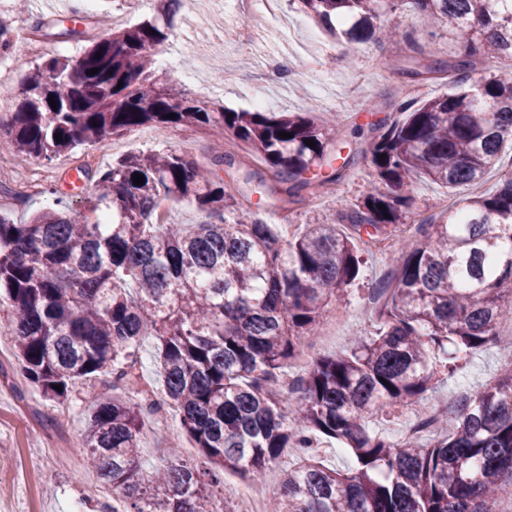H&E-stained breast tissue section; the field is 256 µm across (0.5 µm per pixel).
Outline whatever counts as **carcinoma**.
Wrapping results in <instances>:
<instances>
[{"label":"carcinoma","mask_w":512,"mask_h":512,"mask_svg":"<svg viewBox=\"0 0 512 512\" xmlns=\"http://www.w3.org/2000/svg\"><path fill=\"white\" fill-rule=\"evenodd\" d=\"M164 2L160 15L119 32L51 33L89 45L76 60L56 54L27 72L17 110L0 116V139L51 161L144 125L204 129L264 157L275 184L259 170L243 176L261 196L314 201L360 153L371 157L375 186L338 201L334 222L285 239L225 190L220 171L233 160L224 148L207 166L176 152H133L98 173L76 217L59 208L60 197L23 224L1 213L0 336L14 342L20 373L55 402L77 380L103 383V392L89 391L80 450L124 512H216L224 471L257 474L288 448L299 458L268 512H500L512 491V365L438 411L436 427L421 421L422 437L395 442L369 422L431 407L459 363L496 344L499 323L512 320V168L494 192L403 230L415 178L468 187L512 148V78L475 77L478 65L512 58V0H408L427 28L448 26L450 49L410 57L402 74L446 77L457 90L421 103H363L392 114L370 124L360 152L335 142L336 120L312 111L233 113L159 81L155 51L183 0ZM300 2L332 33V19H344L351 43L383 29V0ZM17 39L0 18V54ZM166 201L188 203L206 220L158 224ZM387 241L397 257L372 289L375 331L317 358L285 387L304 340L358 280L363 252ZM148 338L163 378L157 400L136 373ZM161 402L179 410L201 467L167 447L160 467L144 472L141 421ZM320 439L347 448L353 468L324 466L311 453Z\"/></svg>","instance_id":"obj_1"}]
</instances>
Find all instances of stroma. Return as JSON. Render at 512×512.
Listing matches in <instances>:
<instances>
[{
    "instance_id": "35a3bbf8",
    "label": "stroma",
    "mask_w": 512,
    "mask_h": 512,
    "mask_svg": "<svg viewBox=\"0 0 512 512\" xmlns=\"http://www.w3.org/2000/svg\"><path fill=\"white\" fill-rule=\"evenodd\" d=\"M54 7H45L41 0H28L18 8L15 0H0V15L10 16L19 33L12 55L0 56V101L8 111H15L27 67L46 58L42 47L46 42L36 33V22L52 23L67 19L63 4L54 0ZM78 15H91L96 35L108 34L135 23L146 15H154L157 0H140L139 4L120 18H113L115 0H96L93 10H85L83 0H72ZM197 8L210 15L209 0H197ZM283 21L267 19L257 28L256 39L242 35L226 38L230 27H240V19L225 13L223 20L212 19L204 29H194L186 21H178L159 48L160 55L180 60L182 70L156 65L161 80H175L190 96L223 102L230 110H251L263 107L267 112H298L315 105L337 116V140H353V127L363 123L357 110L359 102L396 101L406 80L401 64L410 49L403 41L389 42L375 37L354 45L350 63H342L337 52L322 55L316 68H309L307 58L317 48L323 29L310 32L300 28L298 21L305 12L300 0H281ZM208 48L206 64H197L193 55L196 46ZM233 71L229 81H215L216 69ZM176 151L206 163L211 155V137L202 130L181 133L167 138L157 125H146L133 132L112 138L106 148L86 147L54 158L49 168L53 177L50 187L56 188L71 212H81L84 199L92 189V181L75 185L71 173L84 167L96 172L106 168L112 159L129 152ZM372 165L368 158H359L353 169L337 183L333 195L286 211L287 223L314 224L332 218L337 199L353 202L373 186ZM470 188L448 189L430 182H417L412 187L415 219L447 211L460 198L470 195ZM54 196V197H57ZM53 196L41 191L24 197L13 193L0 194V211L15 222H25L36 210L52 206ZM387 251L366 254L360 278L347 302L333 306L325 313L316 335L308 337L301 354L306 360L335 353L350 337L365 335L371 329V315L365 312L368 290L388 269ZM512 359V353L496 345L471 355L456 375L437 394L439 404L452 403L462 392L491 381L501 366ZM17 351L13 341L0 336V485L9 492L0 503V512H68L72 503H80L83 512H99L107 495L94 481L79 449L85 427L87 392L91 381L73 386L65 405L45 399L16 370ZM56 420L55 427H44V417ZM176 444L182 460L195 464L199 452L183 430L180 417L173 408L164 416L146 417L140 433V458L145 469L159 463L161 444Z\"/></svg>"
}]
</instances>
